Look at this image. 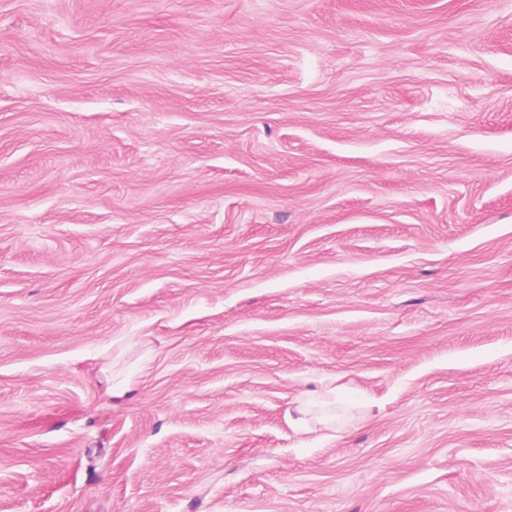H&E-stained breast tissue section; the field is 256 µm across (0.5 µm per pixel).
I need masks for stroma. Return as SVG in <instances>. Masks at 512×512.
<instances>
[{"mask_svg":"<svg viewBox=\"0 0 512 512\" xmlns=\"http://www.w3.org/2000/svg\"><path fill=\"white\" fill-rule=\"evenodd\" d=\"M0 512H512V0H0Z\"/></svg>","mask_w":512,"mask_h":512,"instance_id":"obj_1","label":"stroma"}]
</instances>
